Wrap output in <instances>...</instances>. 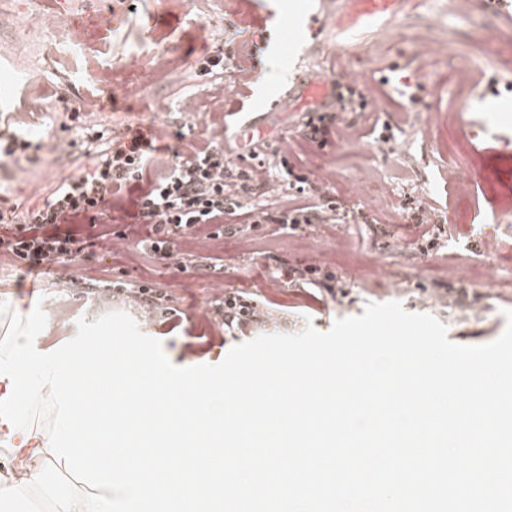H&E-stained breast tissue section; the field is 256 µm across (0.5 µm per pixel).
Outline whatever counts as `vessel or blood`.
<instances>
[{
	"label": "vessel or blood",
	"instance_id": "b4317fda",
	"mask_svg": "<svg viewBox=\"0 0 512 512\" xmlns=\"http://www.w3.org/2000/svg\"><path fill=\"white\" fill-rule=\"evenodd\" d=\"M322 12L315 22L321 40L316 49L332 45L347 55H357L365 40L377 36L408 14L410 0H321ZM345 81L331 77L302 76L276 100L273 110L332 112L340 103Z\"/></svg>",
	"mask_w": 512,
	"mask_h": 512
}]
</instances>
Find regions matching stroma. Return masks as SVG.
Masks as SVG:
<instances>
[{
	"mask_svg": "<svg viewBox=\"0 0 512 512\" xmlns=\"http://www.w3.org/2000/svg\"><path fill=\"white\" fill-rule=\"evenodd\" d=\"M111 6L112 25L100 28L102 3ZM72 12L84 38L77 56L58 53L67 29L19 30L20 5L47 8L51 0H0V57L9 56L24 72L16 95L0 104V119H11L31 93L43 97L40 118L29 125L32 141L42 150L15 164V176L0 177L13 198L40 200L61 178L88 171V158H54L47 148L61 136L59 101L92 106L97 118L114 133L162 129L161 145L173 155L190 121L182 109L186 96L205 101L217 78L200 77L196 66L213 50L237 53L231 27L252 33L262 47L260 78L240 98L235 115L226 117L228 141L245 145L250 132L242 117L264 113L263 137H288L297 144L289 162L296 173L315 178L318 166L333 169L325 200L347 214L330 232L316 224L283 231L277 224L253 230L250 251L238 238L225 237L209 258L179 271L136 244L114 255L90 245L71 261L70 288L43 283L36 300L47 317V336L73 338L79 319L95 321L108 312H124L144 335L162 342L179 366L216 364L236 344L272 333H297L306 325L329 331L336 319L363 314L368 303L400 301L409 312L427 313L443 323L449 340L486 344L505 329L503 310L512 309V270L492 271L483 257L490 234L512 242V7L497 13L471 0L468 14L451 12L445 0H419L409 17L388 37L367 46L358 56L327 51L312 57L314 74L347 69L366 85L364 111L331 113L334 127L354 123L359 138L341 147H319L305 137L304 112H274L271 104L300 71L304 47L318 38L308 18L318 0H78ZM446 43L471 56L475 64L458 81L437 84L429 74L428 51ZM420 84L417 101L401 97L405 82ZM389 126V141L376 131ZM455 164L469 196L459 199L448 180ZM429 196L438 226L430 253L401 245L406 225L413 223V201ZM328 257L336 278L328 287L305 292L275 279L284 268H303L316 252ZM460 258L457 280L441 272L449 253ZM149 277L164 299L150 317L116 297L112 284ZM400 283L390 294L380 277ZM237 290L256 301L265 313L252 332L229 336L216 316L221 291ZM210 319H203V312Z\"/></svg>",
	"mask_w": 512,
	"mask_h": 512,
	"instance_id": "35a3bbf8",
	"label": "stroma"
}]
</instances>
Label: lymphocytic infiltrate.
I'll list each match as a JSON object with an SVG mask.
<instances>
[{"label": "lymphocytic infiltrate", "instance_id": "lymphocytic-infiltrate-1", "mask_svg": "<svg viewBox=\"0 0 512 512\" xmlns=\"http://www.w3.org/2000/svg\"><path fill=\"white\" fill-rule=\"evenodd\" d=\"M231 94L213 96L200 118L209 138H189L173 157L159 156L143 133L115 135L88 126L87 113L71 112L61 129L72 140L92 142L90 171L67 176L42 203L16 201L0 207V263L30 270L63 268L82 250L80 238L63 234L62 224L102 226L109 245L135 240L138 247L160 259L170 258L175 245L185 242L191 251H210L224 237V216L245 208L253 195L274 197L296 189L322 195V183L296 174L288 162L294 147L279 139L275 149L252 138L246 145V164L224 158V112L234 105ZM133 209L135 220L112 230L115 212ZM253 223H341L334 204L320 209L288 207L268 210L261 203L249 207Z\"/></svg>", "mask_w": 512, "mask_h": 512}]
</instances>
